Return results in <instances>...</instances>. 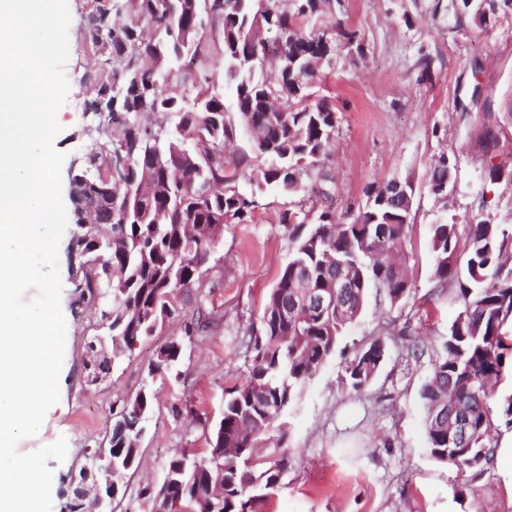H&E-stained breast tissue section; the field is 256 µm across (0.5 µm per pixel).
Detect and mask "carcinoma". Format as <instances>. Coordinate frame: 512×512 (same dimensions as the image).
<instances>
[{"label": "carcinoma", "mask_w": 512, "mask_h": 512, "mask_svg": "<svg viewBox=\"0 0 512 512\" xmlns=\"http://www.w3.org/2000/svg\"><path fill=\"white\" fill-rule=\"evenodd\" d=\"M85 79L97 112L125 115L122 128L106 129L88 153L75 181L95 196L112 190V202L91 207L93 220L112 229L111 242L79 238L84 257L71 277L78 304L97 307V327L120 343L112 355L94 360L101 375L170 314V298L192 286L209 262L214 239L198 232L222 231L250 217L255 201L234 184L246 158L224 155L239 127L259 133L256 148L263 167L256 185L301 195L280 223L288 225L292 257L270 290L261 329L248 343L251 364L245 381L226 392L224 414L213 431L210 454L200 460L181 451L168 465L161 501L167 512H210L211 479L224 478L222 512H255L253 504L278 485L288 469L285 435H273L297 388L335 352L348 323L338 310L361 313L370 290L393 308L409 295L402 262L413 201L403 208L384 198L386 186L373 184L354 213L336 214L328 145L338 108L314 98L317 79L336 69L341 36L351 62L365 57L358 30L326 16L347 12L345 0H292L290 10L265 8L264 0H88ZM512 14V0H457L454 26L485 29ZM222 36L224 77L234 86L235 116L226 115L224 96L198 83L188 98L185 84L196 65L205 64V28ZM277 33L271 42L265 33ZM141 113L180 120L157 132L137 121ZM438 162L428 181L433 195L454 187ZM434 277L454 288L462 309L448 328L432 374L423 386L425 428L431 456L455 465L476 480L491 463V432L512 426V392L496 386L512 365V227L480 218L458 235L454 218L431 228ZM351 275L337 289L336 306L325 314L307 293ZM386 322L356 350L345 367L347 386L360 392L388 359ZM181 345L165 346L154 371L166 372ZM153 402L144 389L112 406V428L91 460L112 464L117 479L137 467L138 440ZM469 424L467 437L448 444V420Z\"/></svg>", "instance_id": "1"}]
</instances>
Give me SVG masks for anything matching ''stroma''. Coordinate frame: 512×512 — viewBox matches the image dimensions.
I'll list each match as a JSON object with an SVG mask.
<instances>
[{
  "mask_svg": "<svg viewBox=\"0 0 512 512\" xmlns=\"http://www.w3.org/2000/svg\"><path fill=\"white\" fill-rule=\"evenodd\" d=\"M86 3L68 0L69 92L53 141L65 155L66 183L82 170L108 121L88 105ZM432 4L346 0V21L362 33L366 58L355 68L339 59L335 71L313 88L315 96L330 97L340 110L329 146L337 213L358 207L371 183L399 177L414 185L405 246L412 292L391 311L369 300L345 329L339 350L301 387L277 423L286 434L290 464L278 488L256 503V512H512V456L505 452L512 445V428L495 433L494 459L478 480L436 461L428 448L420 398L431 359L410 353L418 338L441 345L461 310L455 291L438 289L433 276L432 224L453 215L463 235L485 214L494 223L512 225V182L493 183L487 177L491 166L512 168V17L484 30L457 29L451 10L435 14ZM408 13L415 20L410 27L404 22ZM424 54L432 59L427 79L417 66ZM476 85L482 91L477 104L470 100ZM487 109L502 126L492 148L484 137ZM443 155L455 160L457 170L455 187L442 204L429 190L428 173ZM237 185L256 201L251 217L225 225L223 241L199 283L173 298L178 317L140 338L107 381L97 385L87 383L84 368V343L96 319L88 306L73 302L69 274L81 257L71 233H64L57 262L66 322L60 400L37 435L17 445L19 452L29 453L67 439L66 459L47 462L54 472L52 512H61L66 502L70 470L84 464L110 430L112 406L143 388L151 389L154 400L139 442L141 460L126 476L112 512H156L155 498L141 491L147 485L162 488L175 452L186 448L195 458L208 456L210 429L222 416L226 392L247 376L249 333L259 328L265 299L291 257L288 228L279 216L293 197L257 187L245 175ZM201 306L220 322L186 336L183 320ZM390 318L395 330L386 365L364 392L349 391L343 384L347 361ZM171 341L182 345L179 366L151 374L157 351ZM176 406L182 416H174Z\"/></svg>",
  "mask_w": 512,
  "mask_h": 512,
  "instance_id": "obj_1",
  "label": "stroma"
}]
</instances>
